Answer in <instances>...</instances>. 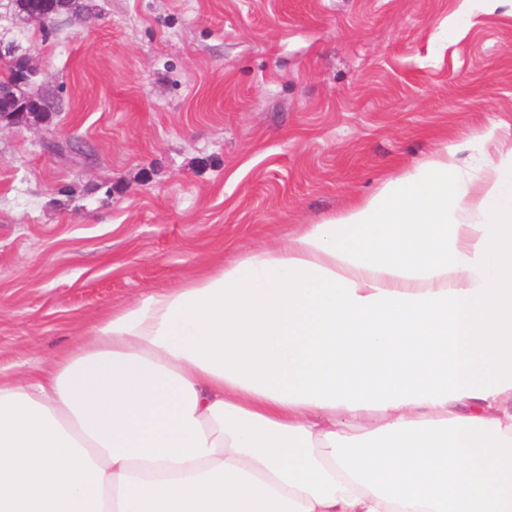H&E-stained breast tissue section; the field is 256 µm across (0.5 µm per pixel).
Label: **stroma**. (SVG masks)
Listing matches in <instances>:
<instances>
[{
	"label": "stroma",
	"instance_id": "stroma-1",
	"mask_svg": "<svg viewBox=\"0 0 512 512\" xmlns=\"http://www.w3.org/2000/svg\"><path fill=\"white\" fill-rule=\"evenodd\" d=\"M0 0L50 127L0 129V368L319 224L436 150L512 142V0Z\"/></svg>",
	"mask_w": 512,
	"mask_h": 512
}]
</instances>
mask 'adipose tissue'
I'll return each mask as SVG.
<instances>
[{
  "instance_id": "adipose-tissue-1",
  "label": "adipose tissue",
  "mask_w": 512,
  "mask_h": 512,
  "mask_svg": "<svg viewBox=\"0 0 512 512\" xmlns=\"http://www.w3.org/2000/svg\"><path fill=\"white\" fill-rule=\"evenodd\" d=\"M444 148L0 375V512H512V145Z\"/></svg>"
}]
</instances>
